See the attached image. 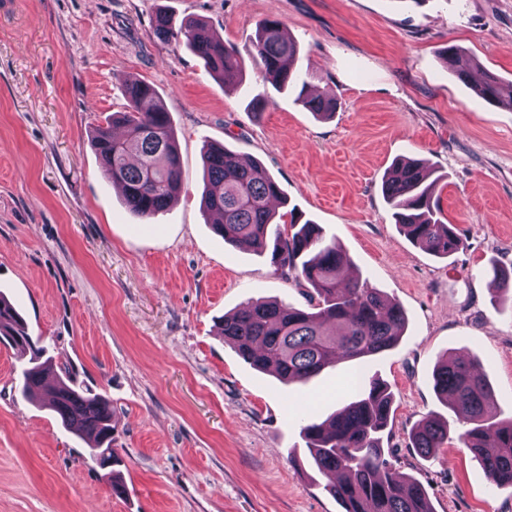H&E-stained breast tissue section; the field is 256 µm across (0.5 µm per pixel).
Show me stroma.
I'll use <instances>...</instances> for the list:
<instances>
[{
	"label": "stroma",
	"instance_id": "1",
	"mask_svg": "<svg viewBox=\"0 0 512 512\" xmlns=\"http://www.w3.org/2000/svg\"><path fill=\"white\" fill-rule=\"evenodd\" d=\"M199 19L243 54L225 89L185 45L158 39L159 10ZM276 18L299 68L333 92L321 119L277 92L248 50ZM460 47L512 83V0H8L0 7V294L16 301L50 357L105 396L127 487L113 495L86 443L21 398L20 362L0 343V512H339L310 465L302 428L354 400L358 380L394 400L386 458L428 491L434 512H512L432 388L436 363L476 359L491 412L512 418V302L489 287L512 270V110L487 103L443 59ZM157 90L183 169L157 229L126 208L92 146L125 111V82ZM269 104L259 117L253 97ZM221 143L261 163L284 203L319 224L368 281L403 308L397 346L287 385L247 364L219 333L248 302L308 307L307 285L268 257L224 243L202 209V156ZM426 160L440 218L465 247L445 259L409 241L380 186L391 163ZM448 422L435 455L410 443ZM448 441V423L436 416L425 417L412 434V448L427 456Z\"/></svg>",
	"mask_w": 512,
	"mask_h": 512
}]
</instances>
